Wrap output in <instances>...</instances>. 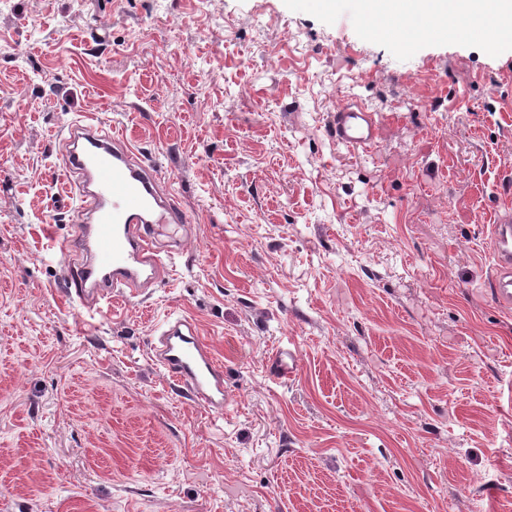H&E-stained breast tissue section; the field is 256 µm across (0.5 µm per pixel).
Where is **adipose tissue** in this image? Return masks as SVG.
Instances as JSON below:
<instances>
[{"instance_id":"ef3b65f1","label":"adipose tissue","mask_w":512,"mask_h":512,"mask_svg":"<svg viewBox=\"0 0 512 512\" xmlns=\"http://www.w3.org/2000/svg\"><path fill=\"white\" fill-rule=\"evenodd\" d=\"M360 16L373 25L391 16L432 18L438 30H452L454 17L465 16L478 28L512 23V0H356Z\"/></svg>"}]
</instances>
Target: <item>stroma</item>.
I'll list each match as a JSON object with an SVG mask.
<instances>
[{"instance_id": "stroma-1", "label": "stroma", "mask_w": 512, "mask_h": 512, "mask_svg": "<svg viewBox=\"0 0 512 512\" xmlns=\"http://www.w3.org/2000/svg\"><path fill=\"white\" fill-rule=\"evenodd\" d=\"M349 0H0V512H512V42L412 46ZM373 153L328 134L343 98ZM155 163L168 274L88 317L65 284L66 126ZM184 314L234 394L149 357ZM292 348L299 367L268 364ZM382 122L358 99L350 98L337 107L329 126V135L337 145L371 152L377 145ZM490 248L495 260L490 292L501 308H512V209L504 208L490 226ZM288 355V361L285 360V356ZM298 368V358L295 352L291 349L278 350L276 351L270 371L278 379H291Z\"/></svg>"}]
</instances>
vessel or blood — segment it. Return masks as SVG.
<instances>
[{"mask_svg":"<svg viewBox=\"0 0 512 512\" xmlns=\"http://www.w3.org/2000/svg\"><path fill=\"white\" fill-rule=\"evenodd\" d=\"M382 122L357 99L337 107L329 126L336 144L372 151ZM63 162L73 174L85 214L72 239L75 252L67 265V285L79 299H90V310H111L115 295H135L145 284L163 280L166 268L154 241L159 224H183L187 218L165 184L161 170L139 162L114 133L93 118L72 122L64 139ZM495 260L491 288L495 302L512 308V209H505L490 227ZM155 364L176 390L186 393L208 412L221 415L232 403L224 382V365L200 336L191 320L167 321L150 346ZM296 354L276 351L270 371L276 378L293 377Z\"/></svg>","mask_w":512,"mask_h":512,"instance_id":"vessel-or-blood-1","label":"vessel or blood"}]
</instances>
